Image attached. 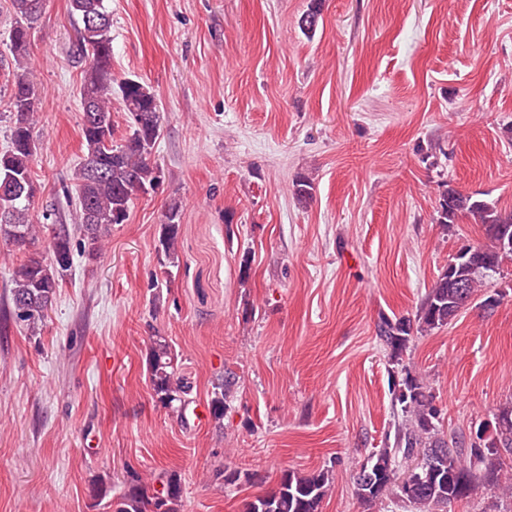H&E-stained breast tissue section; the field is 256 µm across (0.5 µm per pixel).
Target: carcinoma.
Wrapping results in <instances>:
<instances>
[{
    "instance_id": "cac0c4a2",
    "label": "carcinoma",
    "mask_w": 512,
    "mask_h": 512,
    "mask_svg": "<svg viewBox=\"0 0 512 512\" xmlns=\"http://www.w3.org/2000/svg\"><path fill=\"white\" fill-rule=\"evenodd\" d=\"M13 18L7 49L13 66L0 65V75L10 88V136L8 149L0 153V239L17 250L35 244L41 225L33 218L34 161L38 146L34 125L39 91L27 66L30 33L41 16L42 0H5ZM108 0H70L71 14L79 18L77 52L85 69L80 89L85 155L75 172L73 186L65 189L75 202L78 229L87 240L88 254L103 249L112 225L129 218L134 199L160 182V169L152 151L161 131V113L155 94L137 79L119 85V111L127 131L114 138L112 120V19ZM323 0H309L299 27L314 36L322 15ZM463 217L482 226L486 242L475 246L462 260L460 270L466 286L462 294L456 283L441 273L426 293L414 318L382 314L377 337L388 352L397 381L393 405L399 408L392 445L371 454L360 469L368 479L354 481L358 500L368 508L390 500L413 512H448L472 497L479 487L512 497V476L504 470L502 457L512 456V403L497 409L493 418L480 423V445L461 433L450 436L439 428L440 410L419 371L404 363L414 334L440 329L468 306L466 299L483 302L503 292L491 289L512 248L501 249L499 239L512 233V212L498 210L495 203L450 188L437 208L436 223L448 229ZM181 209L168 206L161 224L159 248L169 259L177 257ZM73 264L71 233L64 224L51 228V261L30 256L14 270L10 307L5 317L16 320L30 335L45 326L48 310L59 286L58 277ZM150 388L156 402L183 418L193 386L179 372L169 341L153 337L147 362ZM234 378L225 374L214 387L208 410L218 428L230 407ZM333 470L301 474L284 470L269 491L244 504V512H319L333 486ZM99 483L92 489L94 506L104 502L106 512H180L183 488L180 476L162 473L152 491L146 490L141 474L131 477L117 496Z\"/></svg>"
}]
</instances>
